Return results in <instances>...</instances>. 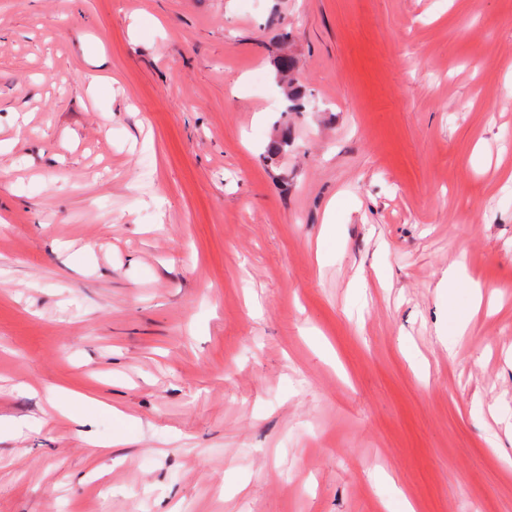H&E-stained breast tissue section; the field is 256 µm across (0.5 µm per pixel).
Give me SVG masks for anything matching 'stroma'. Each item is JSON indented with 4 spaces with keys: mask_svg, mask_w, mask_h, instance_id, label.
<instances>
[{
    "mask_svg": "<svg viewBox=\"0 0 512 512\" xmlns=\"http://www.w3.org/2000/svg\"><path fill=\"white\" fill-rule=\"evenodd\" d=\"M511 79L512 0H0V512H512Z\"/></svg>",
    "mask_w": 512,
    "mask_h": 512,
    "instance_id": "obj_1",
    "label": "stroma"
}]
</instances>
